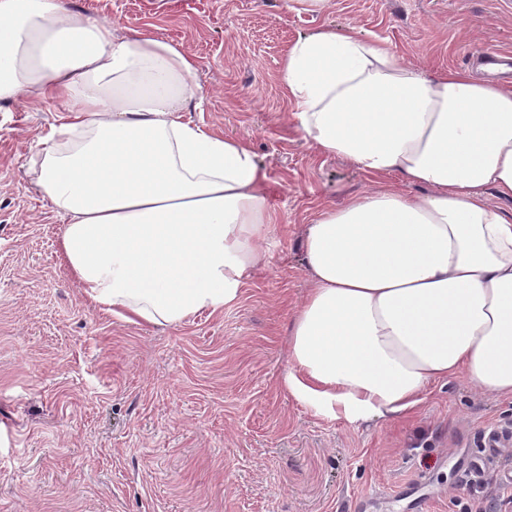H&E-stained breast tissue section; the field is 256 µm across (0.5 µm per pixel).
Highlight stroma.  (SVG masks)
<instances>
[{"instance_id": "stroma-1", "label": "stroma", "mask_w": 512, "mask_h": 512, "mask_svg": "<svg viewBox=\"0 0 512 512\" xmlns=\"http://www.w3.org/2000/svg\"><path fill=\"white\" fill-rule=\"evenodd\" d=\"M181 42L205 89L187 120L250 142L281 224L237 301L184 323L122 321L83 295L64 220L28 162L56 104L0 103V512H512V399L457 375L408 416L351 422L286 394L288 319L309 286L305 224L323 203L398 186L296 136L280 82L298 37L350 27L425 69L512 60V0H68ZM502 434L480 477L483 437Z\"/></svg>"}]
</instances>
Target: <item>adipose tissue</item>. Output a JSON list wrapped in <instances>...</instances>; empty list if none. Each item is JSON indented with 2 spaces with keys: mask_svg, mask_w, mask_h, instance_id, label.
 Listing matches in <instances>:
<instances>
[{
  "mask_svg": "<svg viewBox=\"0 0 512 512\" xmlns=\"http://www.w3.org/2000/svg\"><path fill=\"white\" fill-rule=\"evenodd\" d=\"M197 71L183 44L68 0H0V102L60 104L32 184L84 296L124 321L223 310L281 221L250 143L183 120ZM280 80L319 156L403 182L306 225L283 391L350 421L402 416L459 374L512 398V211L489 201L512 200V85L414 67L348 27L297 39Z\"/></svg>",
  "mask_w": 512,
  "mask_h": 512,
  "instance_id": "1",
  "label": "adipose tissue"
}]
</instances>
